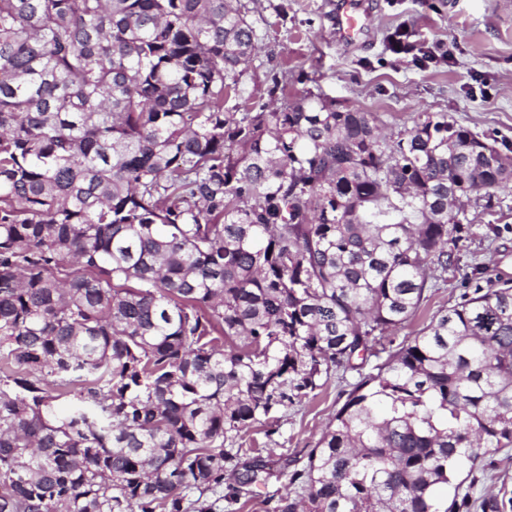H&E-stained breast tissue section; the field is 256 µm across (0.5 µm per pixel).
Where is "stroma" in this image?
I'll use <instances>...</instances> for the list:
<instances>
[{"label":"stroma","instance_id":"35a3bbf8","mask_svg":"<svg viewBox=\"0 0 512 512\" xmlns=\"http://www.w3.org/2000/svg\"><path fill=\"white\" fill-rule=\"evenodd\" d=\"M259 29V50L241 79L242 109L268 102L273 75L287 73L285 100L320 94L337 108L376 113L390 128H408L419 112H444L479 134L512 144V15L501 0H367L370 27L355 45L337 41L329 15L333 0H245ZM288 7L280 17L277 5ZM407 30L416 52L394 54L389 38ZM455 251L460 261L431 290L415 318L384 336L378 355L360 370H331L302 401L280 409L272 427L254 424L229 448H259L274 467L267 487L224 512H273L270 497L289 488L290 472L303 465L359 374L372 372L415 336L433 313L459 302L475 287L512 278V195L500 192L490 208L469 207ZM489 476L474 497L498 495L512 512V447L487 457Z\"/></svg>","mask_w":512,"mask_h":512}]
</instances>
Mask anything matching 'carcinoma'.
I'll return each mask as SVG.
<instances>
[{
	"label": "carcinoma",
	"instance_id": "cac0c4a2",
	"mask_svg": "<svg viewBox=\"0 0 512 512\" xmlns=\"http://www.w3.org/2000/svg\"><path fill=\"white\" fill-rule=\"evenodd\" d=\"M248 13L0 0V512L256 495L271 463L228 435L376 354L456 265L448 198L512 186V145L446 113L225 111ZM511 446L503 279L359 376L277 512H501L452 480Z\"/></svg>",
	"mask_w": 512,
	"mask_h": 512
}]
</instances>
